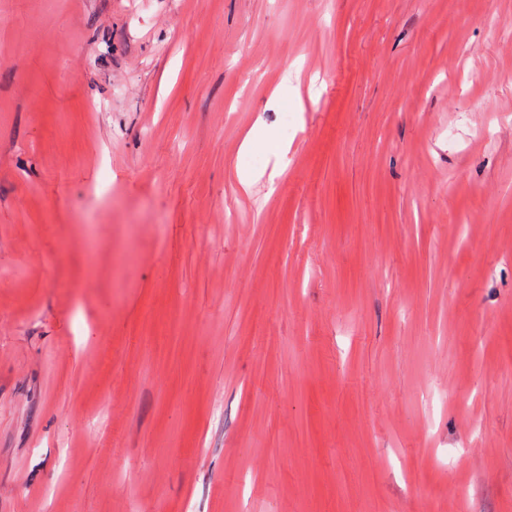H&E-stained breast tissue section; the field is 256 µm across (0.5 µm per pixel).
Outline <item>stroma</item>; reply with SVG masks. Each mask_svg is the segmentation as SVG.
Wrapping results in <instances>:
<instances>
[{"instance_id": "1", "label": "stroma", "mask_w": 512, "mask_h": 512, "mask_svg": "<svg viewBox=\"0 0 512 512\" xmlns=\"http://www.w3.org/2000/svg\"><path fill=\"white\" fill-rule=\"evenodd\" d=\"M493 23L0 0V512H512Z\"/></svg>"}]
</instances>
